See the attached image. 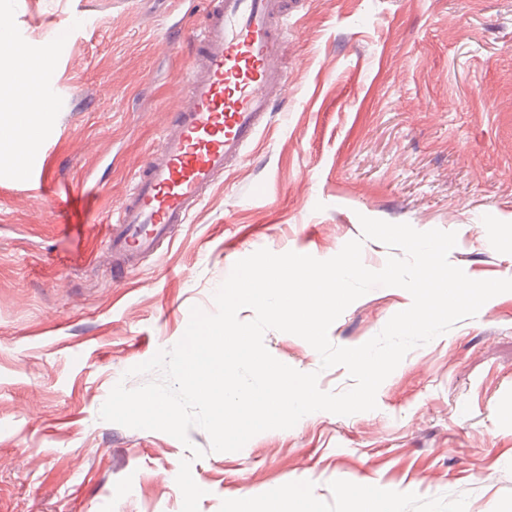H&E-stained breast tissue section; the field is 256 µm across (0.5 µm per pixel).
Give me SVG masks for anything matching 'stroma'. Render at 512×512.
<instances>
[{
	"label": "stroma",
	"instance_id": "1",
	"mask_svg": "<svg viewBox=\"0 0 512 512\" xmlns=\"http://www.w3.org/2000/svg\"><path fill=\"white\" fill-rule=\"evenodd\" d=\"M285 84L268 124L171 240L114 269L109 226L185 98L189 39L206 0H0L31 53L57 47V122L34 158L68 204L0 166V512H181L189 446L199 512H234L274 489L312 512H512V292L411 350L376 410L304 416L237 452L100 419L131 367L176 344L191 307L265 248L320 260L362 239L360 216L457 234L451 264L512 278V0H291ZM93 216L80 223L81 214ZM412 297L377 286L331 325L338 346L377 335ZM267 350L343 392L302 338Z\"/></svg>",
	"mask_w": 512,
	"mask_h": 512
}]
</instances>
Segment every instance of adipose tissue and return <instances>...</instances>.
I'll use <instances>...</instances> for the list:
<instances>
[{
	"label": "adipose tissue",
	"instance_id": "1",
	"mask_svg": "<svg viewBox=\"0 0 512 512\" xmlns=\"http://www.w3.org/2000/svg\"><path fill=\"white\" fill-rule=\"evenodd\" d=\"M11 32L0 26V162L16 176H23L27 163L53 117L33 111L53 68L51 62L34 59L21 66L8 47Z\"/></svg>",
	"mask_w": 512,
	"mask_h": 512
}]
</instances>
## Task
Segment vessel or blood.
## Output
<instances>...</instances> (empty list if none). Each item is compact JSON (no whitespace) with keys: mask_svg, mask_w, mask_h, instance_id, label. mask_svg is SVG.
<instances>
[{"mask_svg":"<svg viewBox=\"0 0 512 512\" xmlns=\"http://www.w3.org/2000/svg\"><path fill=\"white\" fill-rule=\"evenodd\" d=\"M287 17L285 0H215L196 36L181 117L166 128L111 227L109 248L126 263L187 223L266 127L284 84Z\"/></svg>","mask_w":512,"mask_h":512,"instance_id":"b4317fda","label":"vessel or blood"}]
</instances>
